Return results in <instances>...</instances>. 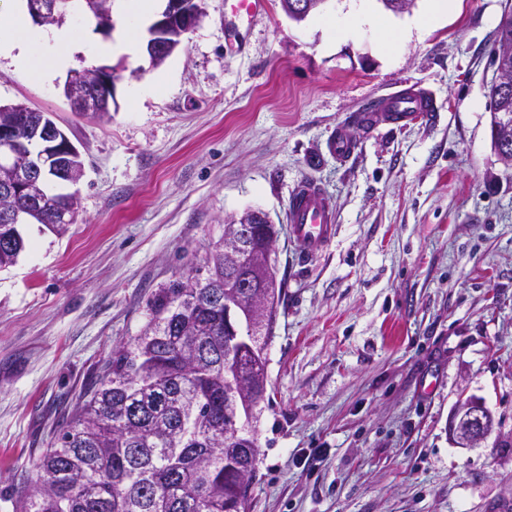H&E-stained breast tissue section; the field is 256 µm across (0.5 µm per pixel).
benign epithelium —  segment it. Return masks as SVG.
Here are the masks:
<instances>
[{"instance_id":"1","label":"benign epithelium","mask_w":512,"mask_h":512,"mask_svg":"<svg viewBox=\"0 0 512 512\" xmlns=\"http://www.w3.org/2000/svg\"><path fill=\"white\" fill-rule=\"evenodd\" d=\"M30 18L40 25L60 26L68 20L58 0H25ZM89 13L97 15L98 29L113 27L112 15L102 12L98 0H86ZM320 5V0H280L283 13L300 23ZM203 15L202 0H165L158 19L150 28L151 38L146 52L152 64L158 66L169 56L172 39L192 32ZM115 74L110 66L72 70L68 73L63 94L71 111L81 115H99L111 111ZM0 112H18V123L24 125L20 135L13 123H0V223L30 224L36 214L44 224H66L75 209L73 194L47 195L43 183L56 181L76 185L85 169L78 149L58 128L48 114L22 103L0 104ZM24 195L38 197L36 210L18 205ZM263 210L251 209L236 217L234 225L225 230L219 243L227 250L244 247L248 236L246 225L270 224ZM251 296L255 315L262 322L274 316L275 307L266 295L254 292L255 282L247 279L237 284ZM495 427L492 411L480 400L468 398L460 403L450 418L448 435L457 448H475Z\"/></svg>"}]
</instances>
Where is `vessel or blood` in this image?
<instances>
[{
  "instance_id": "1",
  "label": "vessel or blood",
  "mask_w": 512,
  "mask_h": 512,
  "mask_svg": "<svg viewBox=\"0 0 512 512\" xmlns=\"http://www.w3.org/2000/svg\"><path fill=\"white\" fill-rule=\"evenodd\" d=\"M431 97L422 90L405 89L379 100L375 113H362L364 122H371L373 114L384 116L394 125L411 121L432 111ZM288 222L291 235L299 250L307 256L319 253L331 239L336 212L330 198L313 182L304 181L293 190L288 204Z\"/></svg>"
}]
</instances>
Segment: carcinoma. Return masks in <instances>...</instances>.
Here are the masks:
<instances>
[{"instance_id": "obj_1", "label": "carcinoma", "mask_w": 512, "mask_h": 512, "mask_svg": "<svg viewBox=\"0 0 512 512\" xmlns=\"http://www.w3.org/2000/svg\"><path fill=\"white\" fill-rule=\"evenodd\" d=\"M498 138L512 147V86L498 94ZM0 224V270L25 250ZM224 249L161 285L139 336L112 359L35 464L17 512H248L273 325L224 326Z\"/></svg>"}]
</instances>
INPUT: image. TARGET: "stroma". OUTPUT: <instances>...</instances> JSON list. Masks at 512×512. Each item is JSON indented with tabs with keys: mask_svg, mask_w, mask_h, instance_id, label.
Returning <instances> with one entry per match:
<instances>
[{
	"mask_svg": "<svg viewBox=\"0 0 512 512\" xmlns=\"http://www.w3.org/2000/svg\"><path fill=\"white\" fill-rule=\"evenodd\" d=\"M507 0H457L395 35L347 38L346 0L295 23L279 0L228 28L204 0L196 29L159 67L101 54L114 32L71 19L79 49L116 80L110 117L71 112L66 71L41 81L0 57V102L51 115L81 153L74 224L23 225L30 245L0 271V512H13L64 417L113 348L146 323L151 293L224 232L267 212L286 296L268 347L271 403L250 512H512V170L491 144L495 31ZM434 110L404 125L356 115L394 90ZM355 142L336 156L337 130ZM316 183L336 233L303 255L292 190ZM482 398L495 430L453 447L452 411Z\"/></svg>",
	"mask_w": 512,
	"mask_h": 512,
	"instance_id": "1",
	"label": "stroma"
}]
</instances>
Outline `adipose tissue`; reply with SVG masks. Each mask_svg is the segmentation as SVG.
<instances>
[{"label":"adipose tissue","mask_w":512,"mask_h":512,"mask_svg":"<svg viewBox=\"0 0 512 512\" xmlns=\"http://www.w3.org/2000/svg\"><path fill=\"white\" fill-rule=\"evenodd\" d=\"M53 41L55 51L49 55L37 54L36 49L46 41ZM75 45V34L68 29L46 33L31 25L19 13L0 10V53L13 55L20 68L47 77L69 65Z\"/></svg>","instance_id":"1"}]
</instances>
